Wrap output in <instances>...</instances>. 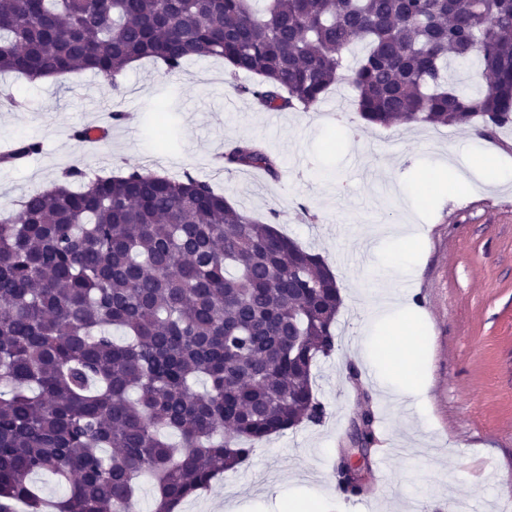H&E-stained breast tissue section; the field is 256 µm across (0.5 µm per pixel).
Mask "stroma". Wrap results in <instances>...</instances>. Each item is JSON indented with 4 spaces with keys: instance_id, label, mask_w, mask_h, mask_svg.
I'll list each match as a JSON object with an SVG mask.
<instances>
[{
    "instance_id": "obj_1",
    "label": "stroma",
    "mask_w": 512,
    "mask_h": 512,
    "mask_svg": "<svg viewBox=\"0 0 512 512\" xmlns=\"http://www.w3.org/2000/svg\"><path fill=\"white\" fill-rule=\"evenodd\" d=\"M230 76L220 58H200L180 73L142 60L119 88L89 72L64 81L0 76V146L27 140L39 153L0 163V215L14 212L36 185L78 166L172 175L190 172L238 207L278 229L329 265L343 296L336 349L319 359L315 389L327 415L271 437L236 470L224 473L180 512H224L232 495L251 512H271L295 490L321 498L325 512H394L414 500L426 512H512V181L485 184L494 154L512 168V127L474 135L455 127L366 124L344 83L309 111L266 112ZM123 111L126 121L112 118ZM104 126L95 148L74 133ZM257 140L277 177L256 169L217 170L227 143ZM453 165L469 182H448L422 209L408 201L425 171ZM379 224H415L414 275L395 277V248L371 239ZM397 289L413 298L425 340L417 365L421 392L403 400L384 391L368 360L367 301ZM386 415L371 455H382L385 481L364 495L342 493L333 473L364 410Z\"/></svg>"
}]
</instances>
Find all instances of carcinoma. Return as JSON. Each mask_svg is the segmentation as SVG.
<instances>
[{
  "label": "carcinoma",
  "instance_id": "cac0c4a2",
  "mask_svg": "<svg viewBox=\"0 0 512 512\" xmlns=\"http://www.w3.org/2000/svg\"><path fill=\"white\" fill-rule=\"evenodd\" d=\"M253 2L0 0V74L116 89L133 61L219 57L265 110H310L346 79L369 124L512 125V0ZM472 58L475 95L444 76ZM246 168L277 176L241 139L224 170ZM341 306L320 255L188 172L75 166L31 188L0 221V512H133L144 473L153 512H177L255 444L322 422L312 370ZM35 473L65 494L45 501Z\"/></svg>",
  "mask_w": 512,
  "mask_h": 512
}]
</instances>
